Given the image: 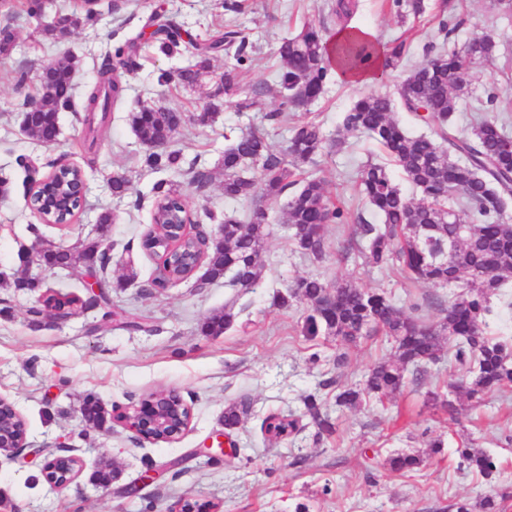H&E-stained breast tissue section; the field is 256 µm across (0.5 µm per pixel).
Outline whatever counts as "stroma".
Returning <instances> with one entry per match:
<instances>
[{
  "label": "stroma",
  "instance_id": "35a3bbf8",
  "mask_svg": "<svg viewBox=\"0 0 512 512\" xmlns=\"http://www.w3.org/2000/svg\"><path fill=\"white\" fill-rule=\"evenodd\" d=\"M226 2L119 0L118 10L101 9L96 21L54 41L45 36V28L58 14L72 13L79 0H44L38 15L27 13L24 0H0V32L14 38L9 53L0 54V174L12 182L7 196L0 197V274L16 275L19 252L38 251L45 240L69 246L103 240L112 246V261L100 274L111 307L137 313L145 325L141 331L119 328L100 306L79 308L63 323L31 324L29 312L40 306L45 290L83 295L87 270L81 264L63 274L33 267L42 285L31 291L0 287V394L10 397L25 417L30 442L24 458L0 461V501L12 512H167L181 499L214 503L220 512H454L458 500L476 506L490 496L501 498L502 512H512V385L477 406L458 402L456 413L448 414L424 401L425 392L445 391L459 379L453 360L445 357L420 382L406 383L384 402L357 410L337 407V385L358 382L376 359L391 354L390 345L378 338L350 347L323 336L309 338L302 332L306 303L275 304V294L298 278L340 277L361 288L390 291L400 305L419 304V316L435 322L465 285L412 282L395 271L366 269L348 254L357 239L358 215L375 218L356 191L361 165H385L404 195L414 193L385 152L364 135L340 128L341 114L361 85L332 77L325 94L306 109L289 112L284 120L269 118L280 108L281 61L275 54L280 40L296 35L307 22L335 32L334 0H234L232 11ZM425 5L424 16L410 30L400 23L392 0H359L355 22L384 46L405 36L420 48L433 39L442 20L454 26L455 45L492 38L497 56L474 69L472 91L482 96L498 89V104L489 115L512 134V13L496 0H425ZM151 18L178 20L200 43L234 27L248 40V53L240 62L213 54L209 71L190 87L160 81L161 73L179 70L186 59L159 51L146 26ZM132 40L138 65L121 71L124 96L111 107L101 140L92 141L82 109L86 92L102 63L115 59L117 50ZM66 54L77 60L74 106L60 111L58 141L47 148L25 133V105L41 96L35 74ZM228 67L239 74L241 94L219 91ZM22 73L27 81L21 85L17 77ZM255 86L266 90L260 106L239 110L242 93ZM213 103L219 106L214 121L199 124L197 114ZM146 104L186 114L172 142L182 154L181 170L148 165L149 150L129 120ZM310 119L339 141L309 168L323 180L328 196L343 204L346 216L343 225L326 232V259L311 262L289 242L284 222L291 195L286 192L266 203L264 266L255 288L240 292L223 279L202 283L194 277L153 288L156 264L140 240L151 223L154 185L179 184L193 215L209 209L219 216H245L253 203L224 196L225 148L241 130L257 127L274 150H283L290 128ZM21 155L40 165L62 158L84 170L88 191L77 223L45 224L40 236L31 234L36 217L24 195L26 172L16 163ZM199 172L210 174V181L193 183ZM116 173L131 181L130 192L120 199L109 188ZM105 211L112 222L103 229L98 217ZM228 303L237 314L233 326L219 336L203 334L205 318ZM172 388L192 407L190 429L174 444L142 441L117 421L100 430L85 424L79 413L89 395L116 415L149 394ZM311 392L337 422V433L320 437L310 427L295 436L266 438L261 430L265 417L302 415V399ZM243 398L251 413L229 437L235 457L201 454L204 443L223 432L225 406ZM434 437L444 441L441 453L426 446ZM464 446L493 456L497 475L486 479L461 468L458 450ZM59 447L86 463L76 483L63 491L51 487L41 472L43 449ZM400 450L425 456L426 466L406 474L384 469L385 459ZM104 461L118 472L107 490L93 478L95 464ZM150 469L158 471L157 479L136 496L123 494L124 486Z\"/></svg>",
  "mask_w": 512,
  "mask_h": 512
}]
</instances>
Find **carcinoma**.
I'll return each mask as SVG.
<instances>
[{"label": "carcinoma", "instance_id": "carcinoma-1", "mask_svg": "<svg viewBox=\"0 0 512 512\" xmlns=\"http://www.w3.org/2000/svg\"><path fill=\"white\" fill-rule=\"evenodd\" d=\"M358 11L357 0H336V32L345 36L334 44L322 27L312 23L286 37L278 48L283 69L279 73L281 105L290 109L308 106L323 92L332 73L360 70L379 58L383 68L396 69L404 58L406 40L398 38L386 54L352 23ZM93 6L80 5L70 14L68 29L49 26L46 35L60 40L93 19ZM181 25L171 20L154 32L158 49L167 55L191 50L192 60L181 70V82L192 86L210 68L211 53L246 54V41L239 32L228 29L205 48L180 35ZM496 51L489 37L448 48L431 42L424 46L426 60L412 67L397 86L394 95L374 91L357 95L342 113L344 131L363 134L387 153L417 193L407 197L393 182L387 169L368 162L360 170L357 186L361 196L383 223L360 219L359 240L354 258L368 268L396 269L411 280L447 286L467 278V292L444 309L436 323L415 315L413 304L405 310L392 294L357 288L337 279L327 283L318 277H302L293 289L278 296L279 304L296 299L309 306L303 331L314 338L332 337L343 345H355L373 336H383L392 344L393 354L376 362L358 384L341 385L336 405L355 406L363 399L383 401L399 390L407 377L418 380L438 363L448 349L459 370L460 384L450 385L447 395L431 393L453 412L451 396L463 394L478 403L512 383V344L506 338L487 334V318L493 314L491 297L512 277V223L502 219L503 201L512 200V136L505 126L481 112L494 106L497 94L475 98L469 104L473 117L464 132L455 123V110L462 98L469 97L471 74L479 62H489ZM77 59L60 68L47 66L46 80L52 96L44 109L32 115L27 132L37 142L53 145L58 137V113L72 104V75ZM124 88L111 76V69L99 72L98 82L86 95L84 111L107 113L123 95ZM405 112L409 120L426 122L427 133H410L395 118L394 109ZM131 125L143 145L152 149L149 159L156 167L180 168L181 156L167 150L178 127L175 110L163 106H143L130 113ZM322 126L315 121L292 128L284 152L270 148L258 130L242 133L224 150V197L248 201L281 195L288 187L297 191L288 203L286 224L290 239L302 256L320 263L326 256L325 233L332 224L343 223L342 207L327 196L322 180L303 175V166L312 165L326 147ZM156 204L152 221L156 225L182 215L184 193L179 187L159 182L155 185ZM224 239L216 240L205 260L207 276L218 280L231 274L228 285L249 290L258 284L267 222L250 215L244 222L234 215L224 216ZM451 243L455 255L444 263L436 254ZM101 241H91L64 251L48 245L39 252L47 262L63 267L83 263L97 251ZM236 320L233 305L224 313L207 317L202 329L219 336ZM305 416L318 433L334 432L329 415L322 411L318 396L303 398ZM244 402H233L224 409V428H237L248 415ZM269 431L278 437L298 434L306 425L302 418L267 417ZM461 464L490 478L498 471L494 459L475 448L459 449ZM391 472L406 473L425 466L417 454L396 452L385 460Z\"/></svg>", "mask_w": 512, "mask_h": 512}]
</instances>
